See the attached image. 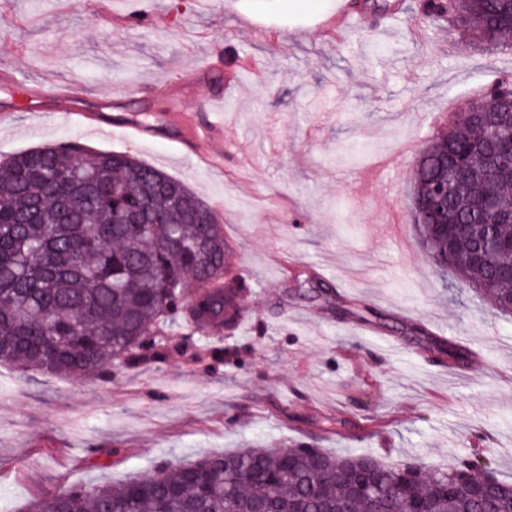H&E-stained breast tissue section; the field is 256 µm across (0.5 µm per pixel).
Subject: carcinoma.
Wrapping results in <instances>:
<instances>
[{"mask_svg": "<svg viewBox=\"0 0 512 512\" xmlns=\"http://www.w3.org/2000/svg\"><path fill=\"white\" fill-rule=\"evenodd\" d=\"M428 13L488 50L512 52L508 0H449ZM490 131L464 112L448 132L428 139L417 163L412 220L433 267L455 269L500 313L512 302V223L491 225L495 245L484 260L479 225L486 221L478 188H494L512 206V178L500 157L512 156V107ZM469 176L454 179L459 164ZM448 182V205L463 220L448 237L427 206L432 185ZM217 213L183 182L127 152L46 145L0 161V364L26 371L106 379L155 347L162 324L213 323L230 330L242 318V283L224 266ZM215 286L191 296L185 283ZM448 364L466 349L439 344ZM458 469L424 462H385L368 454L320 448L252 447L209 454L188 464L164 463L149 476L117 484H72L31 503L25 512H406L407 498L429 512H512L506 500H475L453 490ZM375 496L355 488L364 480Z\"/></svg>", "mask_w": 512, "mask_h": 512, "instance_id": "obj_1", "label": "carcinoma"}]
</instances>
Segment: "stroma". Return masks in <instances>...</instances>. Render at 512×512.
I'll return each instance as SVG.
<instances>
[{
    "mask_svg": "<svg viewBox=\"0 0 512 512\" xmlns=\"http://www.w3.org/2000/svg\"><path fill=\"white\" fill-rule=\"evenodd\" d=\"M386 2L377 16L348 0L362 24L334 35L336 0H0V65L119 122L100 136L0 92V159L75 139L183 181L218 214L247 309L231 330L178 322L160 355L108 381L1 364L0 512L253 442L442 467L479 449L512 479V317L438 276L411 216L420 149L512 53L425 25V0ZM216 58L184 109L206 119L201 99L226 90L224 134L187 160L164 87ZM362 142L374 154L344 161ZM447 328L481 361L436 360L426 346Z\"/></svg>",
    "mask_w": 512,
    "mask_h": 512,
    "instance_id": "stroma-1",
    "label": "stroma"
}]
</instances>
